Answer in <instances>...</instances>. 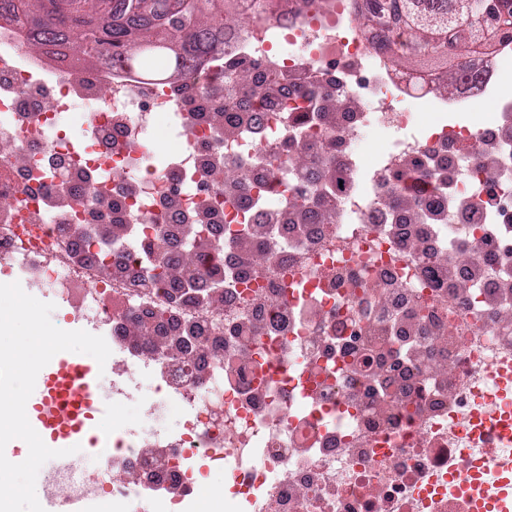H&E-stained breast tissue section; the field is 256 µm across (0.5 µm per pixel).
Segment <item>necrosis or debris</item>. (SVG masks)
<instances>
[{
  "label": "necrosis or debris",
  "instance_id": "obj_1",
  "mask_svg": "<svg viewBox=\"0 0 512 512\" xmlns=\"http://www.w3.org/2000/svg\"><path fill=\"white\" fill-rule=\"evenodd\" d=\"M377 4L240 0L223 52L176 79L43 71L66 43L31 50L0 9V278L105 338L113 396L146 381L151 417L182 411L171 433L96 417L111 443L70 480L88 502L105 484L112 512H194L218 470L224 512H480L492 484L512 512V100L465 117L512 46L439 87L359 29ZM185 256L223 304L158 278Z\"/></svg>",
  "mask_w": 512,
  "mask_h": 512
}]
</instances>
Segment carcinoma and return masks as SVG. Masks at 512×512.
Wrapping results in <instances>:
<instances>
[{
	"label": "carcinoma",
	"instance_id": "cac0c4a2",
	"mask_svg": "<svg viewBox=\"0 0 512 512\" xmlns=\"http://www.w3.org/2000/svg\"><path fill=\"white\" fill-rule=\"evenodd\" d=\"M457 0H389L363 19L388 31L382 49L401 66L414 59L451 62L448 76L467 75L465 60L494 40L512 42V0H497L499 22L475 23L456 9ZM4 7L33 23V49L62 40L81 63L109 55L155 76L152 62L164 57L174 69L188 71L224 39L236 14L224 0H6Z\"/></svg>",
	"mask_w": 512,
	"mask_h": 512
}]
</instances>
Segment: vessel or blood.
<instances>
[{"mask_svg":"<svg viewBox=\"0 0 512 512\" xmlns=\"http://www.w3.org/2000/svg\"><path fill=\"white\" fill-rule=\"evenodd\" d=\"M95 393L92 368L81 359L57 358L45 373L36 398L26 413L53 449H69L81 444L89 431L93 413L101 411ZM79 455L51 459L45 481V512H83L80 499L67 496L57 482L62 472H75Z\"/></svg>","mask_w":512,"mask_h":512,"instance_id":"1","label":"vessel or blood"}]
</instances>
